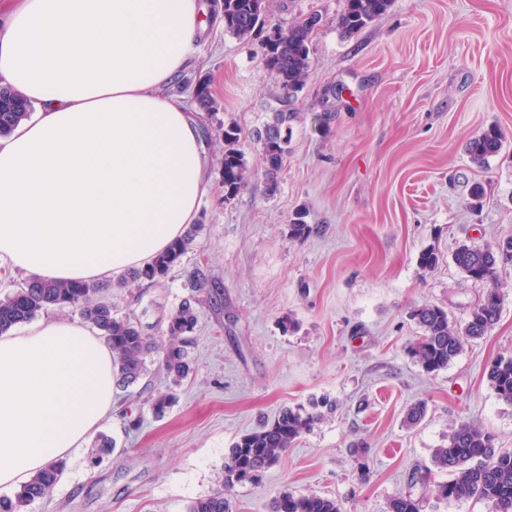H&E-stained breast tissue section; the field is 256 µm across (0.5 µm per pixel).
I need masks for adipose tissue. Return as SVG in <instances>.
<instances>
[{"instance_id":"1","label":"adipose tissue","mask_w":512,"mask_h":512,"mask_svg":"<svg viewBox=\"0 0 512 512\" xmlns=\"http://www.w3.org/2000/svg\"><path fill=\"white\" fill-rule=\"evenodd\" d=\"M199 0H12L0 80L37 106L0 138V274L101 283L195 223L203 113L173 94ZM105 339L68 319L0 333V491L68 458L112 409Z\"/></svg>"}]
</instances>
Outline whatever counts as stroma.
Listing matches in <instances>:
<instances>
[{
    "label": "stroma",
    "instance_id": "1",
    "mask_svg": "<svg viewBox=\"0 0 512 512\" xmlns=\"http://www.w3.org/2000/svg\"><path fill=\"white\" fill-rule=\"evenodd\" d=\"M343 9L344 0H269L274 24L321 17L271 196L251 135L271 122L280 85L259 40L209 26L186 72L209 78L216 102L200 228L165 280L106 296L158 341L194 267L207 269L222 299L198 306L188 378L173 385L148 356L147 374L116 389L100 429L116 443L112 454L97 456L90 439L28 512H185L216 489L240 436L281 408L321 398V421L259 481L234 488L233 512H270L284 492L336 498L342 512H384L460 420L512 448V405L485 376L495 357L512 354V265L501 273L506 299L488 336L433 374L406 351L421 333L414 308L436 304L459 323L484 292L455 267L456 244L512 236V0H394L351 37L337 27ZM220 122L239 129L248 168L247 188L229 205ZM493 124L504 147L475 166L466 145ZM476 182L485 188L477 205ZM299 211L313 228L303 239L289 227ZM429 246L441 260L426 271L418 255ZM170 392L175 403L155 416L148 399ZM421 400L425 420L406 428L407 407Z\"/></svg>",
    "mask_w": 512,
    "mask_h": 512
}]
</instances>
